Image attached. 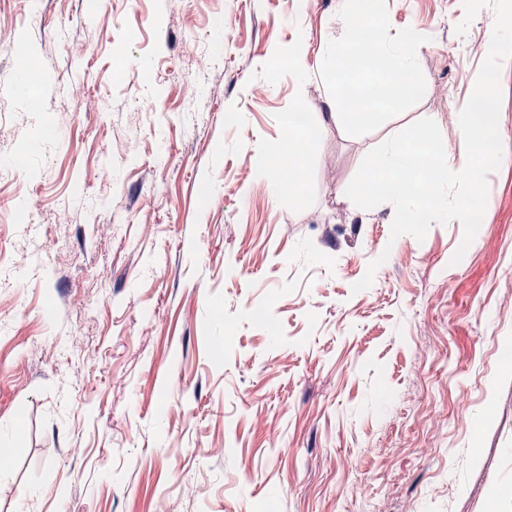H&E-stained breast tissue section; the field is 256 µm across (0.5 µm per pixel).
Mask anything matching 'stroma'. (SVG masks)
Segmentation results:
<instances>
[{"label": "stroma", "mask_w": 512, "mask_h": 512, "mask_svg": "<svg viewBox=\"0 0 512 512\" xmlns=\"http://www.w3.org/2000/svg\"><path fill=\"white\" fill-rule=\"evenodd\" d=\"M386 3L426 93L353 137L316 67L340 0H0V161L24 163L0 203L35 215L0 218V512H512V57L462 260L456 220L391 238L345 190L433 113L464 167L495 15L460 36L462 0ZM299 108L303 174L273 195Z\"/></svg>", "instance_id": "35a3bbf8"}]
</instances>
